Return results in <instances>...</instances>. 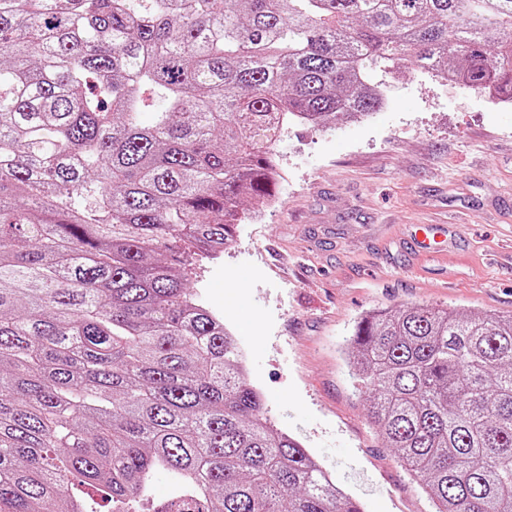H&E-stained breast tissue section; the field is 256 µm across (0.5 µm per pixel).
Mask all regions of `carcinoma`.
<instances>
[{"mask_svg":"<svg viewBox=\"0 0 512 512\" xmlns=\"http://www.w3.org/2000/svg\"><path fill=\"white\" fill-rule=\"evenodd\" d=\"M512 101V0H0V512H362L188 286L288 123L408 66ZM151 108L152 120H141ZM347 358L435 512H512V316L366 314Z\"/></svg>","mask_w":512,"mask_h":512,"instance_id":"obj_1","label":"carcinoma"}]
</instances>
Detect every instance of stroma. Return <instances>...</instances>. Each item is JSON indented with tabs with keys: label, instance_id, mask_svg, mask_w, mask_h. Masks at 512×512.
Returning <instances> with one entry per match:
<instances>
[{
	"label": "stroma",
	"instance_id": "1",
	"mask_svg": "<svg viewBox=\"0 0 512 512\" xmlns=\"http://www.w3.org/2000/svg\"><path fill=\"white\" fill-rule=\"evenodd\" d=\"M385 98L363 122L289 126L274 205L223 256L194 261L189 281L246 347L271 421L363 512H435L371 423L344 349L373 309L512 314V103L414 67L387 79ZM419 223L451 226L441 260L418 258Z\"/></svg>",
	"mask_w": 512,
	"mask_h": 512
}]
</instances>
